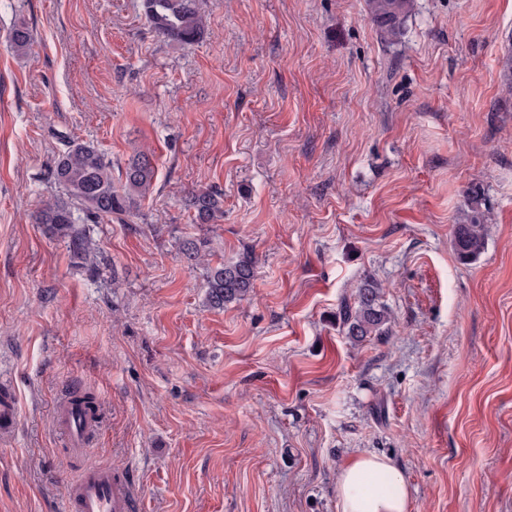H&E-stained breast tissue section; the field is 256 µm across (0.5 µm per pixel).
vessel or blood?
Wrapping results in <instances>:
<instances>
[{"label": "vessel or blood", "instance_id": "obj_1", "mask_svg": "<svg viewBox=\"0 0 512 512\" xmlns=\"http://www.w3.org/2000/svg\"><path fill=\"white\" fill-rule=\"evenodd\" d=\"M60 424L68 431L74 446L84 439L82 419L62 405L58 411ZM68 512H132L133 493L126 484L123 471L112 465L87 467L80 478L67 489Z\"/></svg>", "mask_w": 512, "mask_h": 512}]
</instances>
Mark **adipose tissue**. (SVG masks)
<instances>
[{"instance_id":"obj_1","label":"adipose tissue","mask_w":512,"mask_h":512,"mask_svg":"<svg viewBox=\"0 0 512 512\" xmlns=\"http://www.w3.org/2000/svg\"><path fill=\"white\" fill-rule=\"evenodd\" d=\"M340 512H411L405 478L389 458L375 453L358 455L338 474Z\"/></svg>"}]
</instances>
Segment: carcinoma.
I'll use <instances>...</instances> for the list:
<instances>
[{"label":"carcinoma","instance_id":"cac0c4a2","mask_svg":"<svg viewBox=\"0 0 512 512\" xmlns=\"http://www.w3.org/2000/svg\"><path fill=\"white\" fill-rule=\"evenodd\" d=\"M367 17L387 42L397 39L413 7V0H365ZM147 23L154 32L173 44L198 41L205 34V21L198 0H143ZM9 47L18 53L31 44V34L23 24L15 26L8 36ZM504 93L512 96V48L502 58ZM51 180L64 191L63 199H47L36 214V221L48 232L67 240L73 255L91 261L94 244L88 222L97 223L114 216L128 217L140 207L150 193L156 178V168L150 156L138 152L125 168V180L115 185L112 165L93 144L73 140L65 152L54 161ZM188 207L196 224H215L224 217L223 193L201 189L191 194ZM489 209L479 187L467 193V211L453 228L454 248L463 262L477 259L486 244V224ZM186 261L206 269L204 303L212 309L244 300L257 277V259L251 252L242 253L232 263L211 264L206 241L186 238L180 243ZM340 316L346 335L360 342L389 331L391 311L383 301L382 286L374 278L363 279L353 301L341 304ZM75 411L80 415L99 418L100 405L91 391L73 393Z\"/></svg>","mask_w":512,"mask_h":512}]
</instances>
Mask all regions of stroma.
Returning a JSON list of instances; mask_svg holds the SVG:
<instances>
[{"instance_id": "stroma-1", "label": "stroma", "mask_w": 512, "mask_h": 512, "mask_svg": "<svg viewBox=\"0 0 512 512\" xmlns=\"http://www.w3.org/2000/svg\"><path fill=\"white\" fill-rule=\"evenodd\" d=\"M201 8L180 45L142 0H0V512H65L91 464L123 468L136 512H339L361 453L393 459L412 512H512V0H414L392 43L365 0ZM77 138L113 180L139 151L158 167L137 215L93 225L92 271L33 219ZM211 187L223 220L192 223ZM188 237L253 252L246 300L204 307ZM368 275L392 322L356 343L339 310ZM75 390L100 404L79 455L55 420ZM467 201L464 217L453 228L455 252L463 262L476 260L484 251L489 219V209L481 188H471L467 193Z\"/></svg>"}]
</instances>
